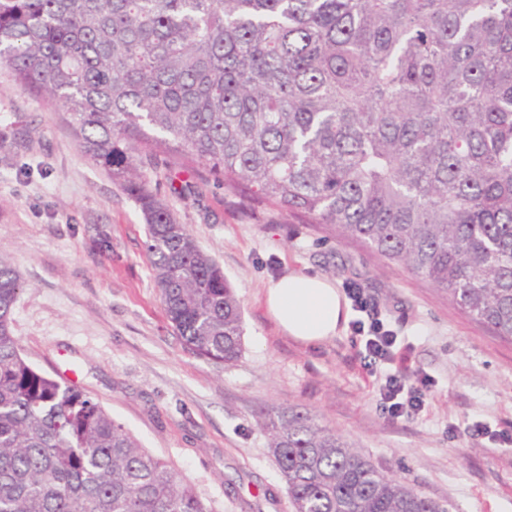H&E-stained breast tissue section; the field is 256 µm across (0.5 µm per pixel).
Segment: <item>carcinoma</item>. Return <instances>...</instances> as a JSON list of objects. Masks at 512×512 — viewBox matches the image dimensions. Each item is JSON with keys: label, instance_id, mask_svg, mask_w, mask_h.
I'll list each match as a JSON object with an SVG mask.
<instances>
[{"label": "carcinoma", "instance_id": "cac0c4a2", "mask_svg": "<svg viewBox=\"0 0 512 512\" xmlns=\"http://www.w3.org/2000/svg\"><path fill=\"white\" fill-rule=\"evenodd\" d=\"M0 64L139 204L192 354L238 361L241 304L137 149L330 227L512 340V0H0ZM22 290L0 260V512H212L24 358ZM267 438L292 512H443L307 413H278Z\"/></svg>", "mask_w": 512, "mask_h": 512}]
</instances>
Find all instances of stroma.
Returning <instances> with one entry per match:
<instances>
[{
    "label": "stroma",
    "instance_id": "stroma-1",
    "mask_svg": "<svg viewBox=\"0 0 512 512\" xmlns=\"http://www.w3.org/2000/svg\"><path fill=\"white\" fill-rule=\"evenodd\" d=\"M136 162L239 298L242 356L224 365L185 349L154 282L138 203L82 153L68 115L0 65V259L24 284L12 330L36 369L94 396L212 512H292L265 433L289 408L443 512H512V343L402 266L381 267L322 225L252 208L203 167L162 154ZM293 273L361 288L398 336L393 363L362 367L355 311L327 340L287 336L265 293ZM406 367L424 405L392 419L378 391ZM476 422L495 437H469Z\"/></svg>",
    "mask_w": 512,
    "mask_h": 512
}]
</instances>
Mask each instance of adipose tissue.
<instances>
[{
    "label": "adipose tissue",
    "mask_w": 512,
    "mask_h": 512,
    "mask_svg": "<svg viewBox=\"0 0 512 512\" xmlns=\"http://www.w3.org/2000/svg\"><path fill=\"white\" fill-rule=\"evenodd\" d=\"M266 305L288 336L304 342L335 336L347 317L346 302L339 290L318 276L291 274L271 282Z\"/></svg>",
    "instance_id": "1"
}]
</instances>
